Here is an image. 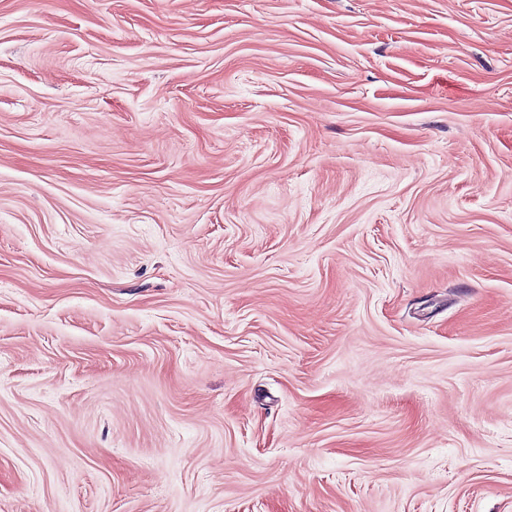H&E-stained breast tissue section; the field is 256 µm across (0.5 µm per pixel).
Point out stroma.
<instances>
[{
	"mask_svg": "<svg viewBox=\"0 0 512 512\" xmlns=\"http://www.w3.org/2000/svg\"><path fill=\"white\" fill-rule=\"evenodd\" d=\"M0 512H512V0H0Z\"/></svg>",
	"mask_w": 512,
	"mask_h": 512,
	"instance_id": "stroma-1",
	"label": "stroma"
}]
</instances>
